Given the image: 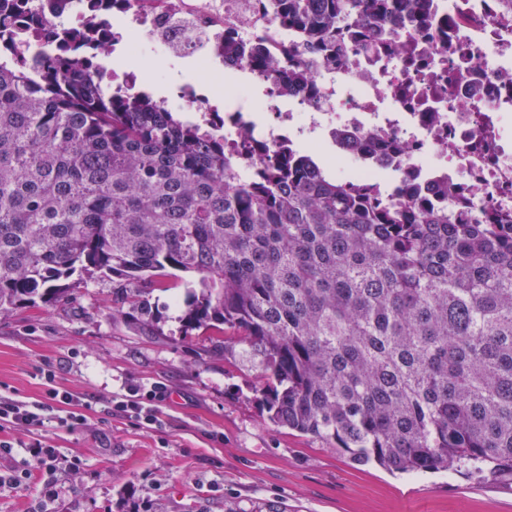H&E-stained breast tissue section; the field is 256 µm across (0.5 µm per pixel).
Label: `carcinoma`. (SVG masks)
I'll list each match as a JSON object with an SVG mask.
<instances>
[{
	"label": "carcinoma",
	"instance_id": "obj_1",
	"mask_svg": "<svg viewBox=\"0 0 512 512\" xmlns=\"http://www.w3.org/2000/svg\"><path fill=\"white\" fill-rule=\"evenodd\" d=\"M28 0H0L25 40ZM404 0H270L338 63ZM248 64L273 70L260 44ZM202 275L186 318L261 358L278 427L393 473L512 476V223L388 198L285 150L252 178L224 137L153 94L114 95L90 57L0 56V316L97 274L126 300Z\"/></svg>",
	"mask_w": 512,
	"mask_h": 512
}]
</instances>
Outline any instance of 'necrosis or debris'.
I'll return each mask as SVG.
<instances>
[{
    "label": "necrosis or debris",
    "instance_id": "necrosis-or-debris-1",
    "mask_svg": "<svg viewBox=\"0 0 512 512\" xmlns=\"http://www.w3.org/2000/svg\"><path fill=\"white\" fill-rule=\"evenodd\" d=\"M57 32L81 31L113 89L143 92L147 62L187 63L169 110L224 136L250 175L285 146L387 195L415 186L476 222L512 219V0H407L384 35L342 62L301 55L313 83L287 87L223 50L263 43L287 65L292 40L258 0H30Z\"/></svg>",
    "mask_w": 512,
    "mask_h": 512
}]
</instances>
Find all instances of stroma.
<instances>
[{"label": "stroma", "mask_w": 512, "mask_h": 512, "mask_svg": "<svg viewBox=\"0 0 512 512\" xmlns=\"http://www.w3.org/2000/svg\"><path fill=\"white\" fill-rule=\"evenodd\" d=\"M199 277L170 271L143 289L140 312L123 304L111 279L75 289L72 300L15 306L0 317V388L24 401L49 384L93 396L89 428H46L64 461L57 496L25 453L0 469H26L23 487L0 488V512H512V484L476 483L450 472L394 474L353 462L326 443L274 426L263 405L267 381L249 346L214 350L213 326H190ZM132 385L163 389L152 430L108 414ZM83 461L70 471L66 458Z\"/></svg>", "instance_id": "stroma-1"}]
</instances>
